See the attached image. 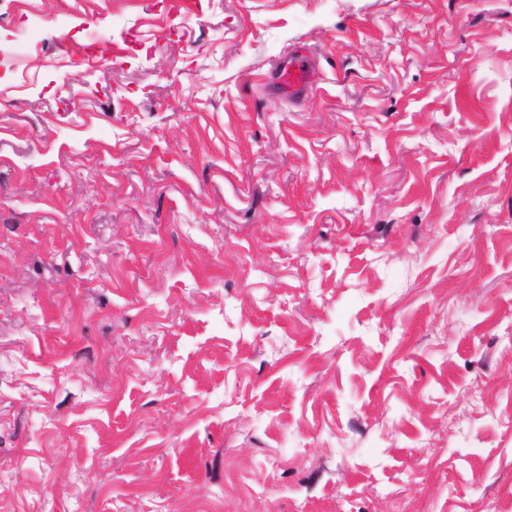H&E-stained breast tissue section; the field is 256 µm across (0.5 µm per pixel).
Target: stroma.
Masks as SVG:
<instances>
[{
	"label": "stroma",
	"mask_w": 512,
	"mask_h": 512,
	"mask_svg": "<svg viewBox=\"0 0 512 512\" xmlns=\"http://www.w3.org/2000/svg\"><path fill=\"white\" fill-rule=\"evenodd\" d=\"M0 50V512H512V0H0ZM277 82L288 96L305 93L312 82L308 61L304 57L288 56V61L278 68Z\"/></svg>",
	"instance_id": "obj_1"
}]
</instances>
